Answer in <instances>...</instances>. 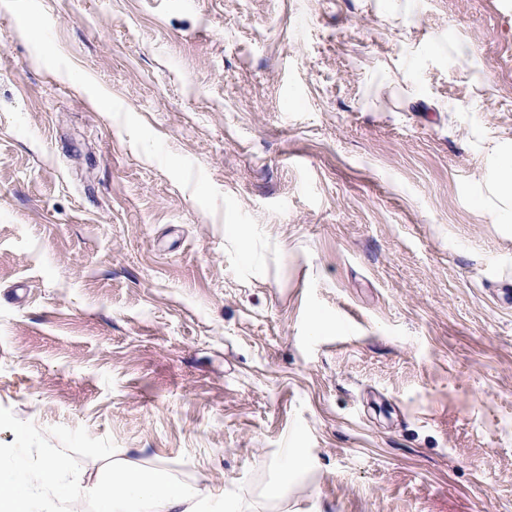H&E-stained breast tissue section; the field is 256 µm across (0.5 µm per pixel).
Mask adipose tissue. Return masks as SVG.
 <instances>
[{"instance_id":"adipose-tissue-1","label":"adipose tissue","mask_w":512,"mask_h":512,"mask_svg":"<svg viewBox=\"0 0 512 512\" xmlns=\"http://www.w3.org/2000/svg\"><path fill=\"white\" fill-rule=\"evenodd\" d=\"M63 456L17 458L0 471V512H37L46 498L74 500ZM94 512H201L198 488L116 466L93 490Z\"/></svg>"}]
</instances>
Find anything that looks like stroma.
I'll use <instances>...</instances> for the list:
<instances>
[{
	"label": "stroma",
	"instance_id": "1",
	"mask_svg": "<svg viewBox=\"0 0 512 512\" xmlns=\"http://www.w3.org/2000/svg\"><path fill=\"white\" fill-rule=\"evenodd\" d=\"M509 149L512 0H0V467L512 512ZM498 182L499 192L505 201V207L510 206V208L500 210L496 213V217L500 223H510L512 220V155L510 153L503 156L500 161Z\"/></svg>",
	"mask_w": 512,
	"mask_h": 512
}]
</instances>
